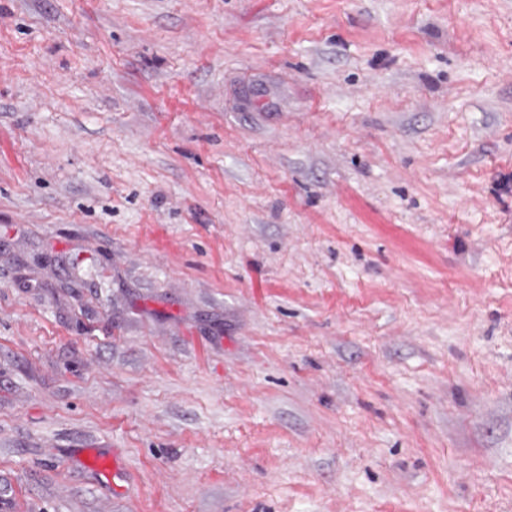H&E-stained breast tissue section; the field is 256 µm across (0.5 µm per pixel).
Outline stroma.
Instances as JSON below:
<instances>
[{
    "instance_id": "stroma-1",
    "label": "stroma",
    "mask_w": 512,
    "mask_h": 512,
    "mask_svg": "<svg viewBox=\"0 0 512 512\" xmlns=\"http://www.w3.org/2000/svg\"><path fill=\"white\" fill-rule=\"evenodd\" d=\"M0 477L512 512V0H0ZM94 471H99L116 492L125 491L126 477L122 464L119 463L115 449L100 448L99 452L90 459Z\"/></svg>"
}]
</instances>
